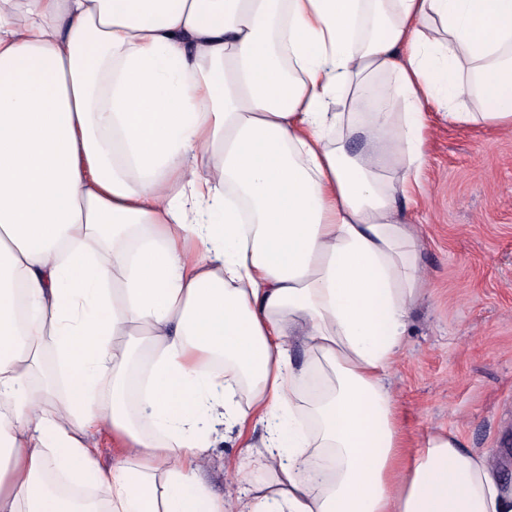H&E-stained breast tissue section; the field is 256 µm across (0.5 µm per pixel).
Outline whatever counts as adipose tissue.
I'll return each mask as SVG.
<instances>
[{
    "mask_svg": "<svg viewBox=\"0 0 512 512\" xmlns=\"http://www.w3.org/2000/svg\"><path fill=\"white\" fill-rule=\"evenodd\" d=\"M432 111L512 130V0H0V512H512L386 383ZM217 447L206 470V479L212 492L223 495L232 485L230 477L226 474V464L237 459L242 450L236 431L226 432L224 442H220Z\"/></svg>",
    "mask_w": 512,
    "mask_h": 512,
    "instance_id": "1",
    "label": "adipose tissue"
}]
</instances>
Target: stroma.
Segmentation results:
<instances>
[{
  "label": "stroma",
  "mask_w": 512,
  "mask_h": 512,
  "mask_svg": "<svg viewBox=\"0 0 512 512\" xmlns=\"http://www.w3.org/2000/svg\"><path fill=\"white\" fill-rule=\"evenodd\" d=\"M404 208L425 242L428 282L390 374L407 443L452 430L511 479L512 131L433 116ZM240 454L226 433L206 470L212 492L230 489L226 465Z\"/></svg>",
  "instance_id": "obj_1"
}]
</instances>
